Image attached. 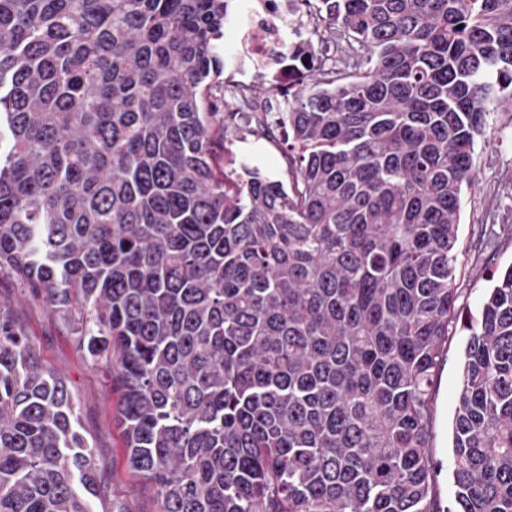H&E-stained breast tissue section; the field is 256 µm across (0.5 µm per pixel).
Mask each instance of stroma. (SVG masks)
I'll return each mask as SVG.
<instances>
[{
	"label": "stroma",
	"instance_id": "35a3bbf8",
	"mask_svg": "<svg viewBox=\"0 0 512 512\" xmlns=\"http://www.w3.org/2000/svg\"><path fill=\"white\" fill-rule=\"evenodd\" d=\"M259 118L256 112L242 115L227 146L263 172L287 179L282 160L287 151L285 137L263 135ZM474 162L476 185L464 193L455 264L456 305L465 313L480 308L490 274L512 265V100L503 99L491 114L484 135L476 141ZM0 312L24 331L41 362L66 379L74 396L80 429L105 465V492L101 501L91 502L92 512L111 503L122 512H154L151 491L127 468L116 421V395L106 365L92 362L79 348L70 319L49 308L14 276L1 272ZM466 340V331L450 328L432 398L431 451L440 465L437 497L444 507L454 494L452 422Z\"/></svg>",
	"mask_w": 512,
	"mask_h": 512
}]
</instances>
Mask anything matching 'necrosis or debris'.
I'll list each match as a JSON object with an SVG mask.
<instances>
[{"mask_svg": "<svg viewBox=\"0 0 512 512\" xmlns=\"http://www.w3.org/2000/svg\"><path fill=\"white\" fill-rule=\"evenodd\" d=\"M323 25L307 0H232L224 26V61L250 69L286 88L293 74L286 61L318 45Z\"/></svg>", "mask_w": 512, "mask_h": 512, "instance_id": "obj_1", "label": "necrosis or debris"}]
</instances>
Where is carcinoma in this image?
Returning a JSON list of instances; mask_svg holds the SVG:
<instances>
[{
    "label": "carcinoma",
    "instance_id": "obj_1",
    "mask_svg": "<svg viewBox=\"0 0 512 512\" xmlns=\"http://www.w3.org/2000/svg\"><path fill=\"white\" fill-rule=\"evenodd\" d=\"M288 182L225 147L228 0H0V272L77 326L155 512H512V266L458 317L512 0H317ZM468 332L454 497L432 388ZM72 393L0 313V512H91Z\"/></svg>",
    "mask_w": 512,
    "mask_h": 512
}]
</instances>
